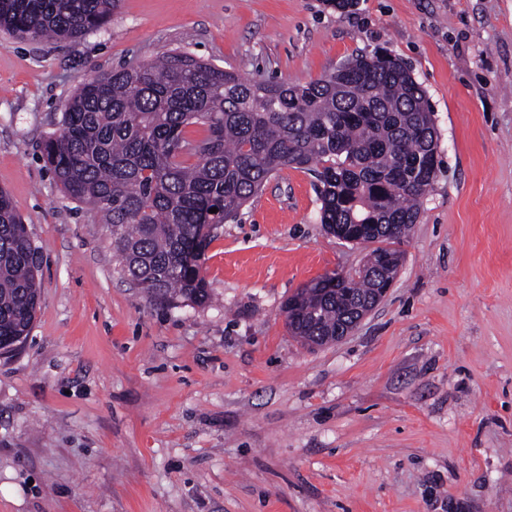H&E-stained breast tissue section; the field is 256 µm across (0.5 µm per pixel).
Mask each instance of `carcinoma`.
<instances>
[{"label": "carcinoma", "instance_id": "cac0c4a2", "mask_svg": "<svg viewBox=\"0 0 512 512\" xmlns=\"http://www.w3.org/2000/svg\"><path fill=\"white\" fill-rule=\"evenodd\" d=\"M119 0H0V29L76 39L105 25ZM201 123L197 140L186 127ZM426 90L385 52L358 54L306 85L251 81L173 51L94 77L71 96L43 143L62 191L112 228L121 272L161 304L209 298L201 256L275 173L320 184V221L374 224V245L338 294L319 280L283 306L288 327L324 346L379 286L371 256L395 255L437 177ZM195 159L185 164L184 158ZM217 212L211 213L209 209ZM37 248L0 190V345L27 336L39 304Z\"/></svg>", "mask_w": 512, "mask_h": 512}]
</instances>
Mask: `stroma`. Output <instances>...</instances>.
Here are the masks:
<instances>
[{"label":"stroma","instance_id":"obj_1","mask_svg":"<svg viewBox=\"0 0 512 512\" xmlns=\"http://www.w3.org/2000/svg\"><path fill=\"white\" fill-rule=\"evenodd\" d=\"M378 48L427 91L437 178L333 344L283 305L369 248L324 229L313 173L215 230L206 304L163 307L40 156L80 84L173 50L304 85ZM0 189L41 256L0 350V512H512V0H121L77 39L0 31Z\"/></svg>","mask_w":512,"mask_h":512}]
</instances>
